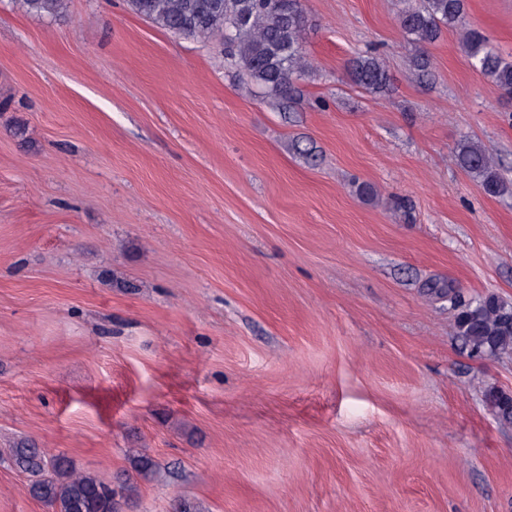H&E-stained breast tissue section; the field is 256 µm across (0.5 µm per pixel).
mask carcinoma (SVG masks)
<instances>
[{"instance_id": "obj_1", "label": "carcinoma", "mask_w": 512, "mask_h": 512, "mask_svg": "<svg viewBox=\"0 0 512 512\" xmlns=\"http://www.w3.org/2000/svg\"><path fill=\"white\" fill-rule=\"evenodd\" d=\"M28 14L62 18L68 0H18ZM132 12L157 27L185 39L224 40V61L243 72L248 81L281 103L288 102L295 81L308 67L303 39L308 17L304 0H127ZM399 24L415 47L411 65L418 77L430 74L426 47L442 28L462 31L470 67L512 97V60L467 21L466 0H405ZM350 81L370 92L382 93L391 82L382 59L371 52L348 64ZM460 168L479 179L484 192L499 196L509 190L498 165L478 144L463 141L455 155ZM456 336L474 356H512V301L488 293L461 303L452 300ZM485 401L500 424L512 426V393L495 387L484 390ZM7 460L28 477L29 494L52 512H121V500L134 490L133 476L144 480L158 473L157 464L138 452L129 455L132 471L112 486L90 473L73 468L63 454L50 455L26 439L8 449Z\"/></svg>"}]
</instances>
